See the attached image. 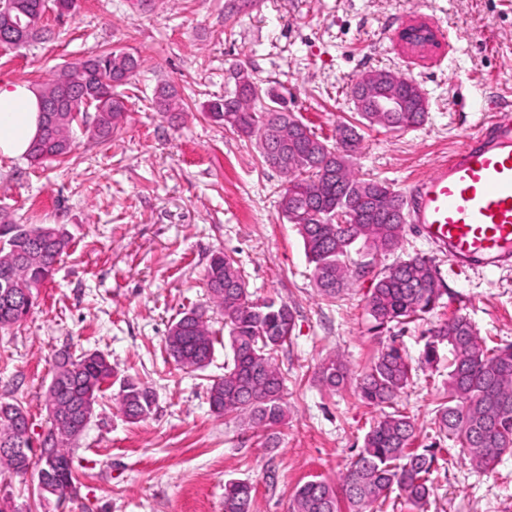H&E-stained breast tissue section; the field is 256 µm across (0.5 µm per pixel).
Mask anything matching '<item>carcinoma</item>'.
<instances>
[{"label": "carcinoma", "mask_w": 512, "mask_h": 512, "mask_svg": "<svg viewBox=\"0 0 512 512\" xmlns=\"http://www.w3.org/2000/svg\"><path fill=\"white\" fill-rule=\"evenodd\" d=\"M58 14L77 8V0H0V45L19 48L47 42L54 33L44 24L50 9ZM138 67L131 53L103 51L64 66L40 90L42 120L27 158L41 165L70 152L71 133L79 119L95 112L91 137L99 142L112 132L126 112L124 98L116 92V80L127 81ZM236 79L248 85L209 101L207 115L216 122L267 144L265 161L286 178L280 208L303 241L313 266L317 292L326 299L341 295L350 279L371 271V262L356 260L372 253H393L403 239L405 222L402 195L388 184L360 176L352 168L359 149L358 127L336 126V146L329 147L273 89H262L243 67ZM403 101L400 112H386L378 119L360 112L362 124L389 130L421 126L428 116L414 99L416 83L390 73ZM276 105L277 123L269 120V105ZM160 112L183 111L178 91L163 85L156 92ZM70 237L61 225L0 224V294L17 295V305L0 308V328L10 327L30 315L39 288L52 279L54 267L68 250ZM210 302L224 316L231 360L224 375L213 380L208 394L212 412L236 413L254 429L265 430L288 416L283 401L285 378L274 354L288 341L295 316L286 302L249 298L245 277L234 260L219 252L211 256L205 271ZM447 290L442 288L436 266L423 256L399 258L382 268L366 300L372 328L418 320L431 313ZM216 336L205 311L181 313L169 326L165 339L169 356L184 367L202 369L212 360ZM448 352V400L436 411L435 425L458 447V456L475 467L490 471L500 456L512 451V345L488 347L462 314L428 329L424 349L417 360L392 343L382 348L360 375L358 394L370 405L388 412L370 425L362 447L336 484L313 479L299 486L292 512H340L346 500L350 512H381L389 495L397 490L417 512H424L433 493V473L439 448H414V419L394 410L395 400L412 383L413 372L435 369ZM349 370L339 355L329 356L319 368V381L330 389L344 386ZM116 376L108 357L99 351L66 353L56 361L44 394L70 406H97L106 386ZM156 404L152 387L121 379L118 409L130 422L150 417ZM21 402L0 403V475L24 474L27 469H48L60 495L76 489L72 448L87 424L77 419L52 418L50 429L33 450L31 436L17 427L27 419ZM253 484L230 480L224 485V512H251Z\"/></svg>", "instance_id": "1"}]
</instances>
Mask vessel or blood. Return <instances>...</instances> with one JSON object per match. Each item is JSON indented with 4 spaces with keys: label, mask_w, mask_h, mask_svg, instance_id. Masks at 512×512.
Masks as SVG:
<instances>
[{
    "label": "vessel or blood",
    "mask_w": 512,
    "mask_h": 512,
    "mask_svg": "<svg viewBox=\"0 0 512 512\" xmlns=\"http://www.w3.org/2000/svg\"><path fill=\"white\" fill-rule=\"evenodd\" d=\"M402 197L406 223L447 256L449 273L512 266V119L481 122Z\"/></svg>",
    "instance_id": "vessel-or-blood-1"
}]
</instances>
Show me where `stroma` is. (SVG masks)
Instances as JSON below:
<instances>
[{"label":"stroma","instance_id":"35a3bbf8","mask_svg":"<svg viewBox=\"0 0 512 512\" xmlns=\"http://www.w3.org/2000/svg\"><path fill=\"white\" fill-rule=\"evenodd\" d=\"M58 39L0 47V81L37 87L66 63L126 50L141 64L121 91L127 112L111 140L75 127L66 157L41 166L0 156V219L60 224L70 246L19 326L0 328V401H21L33 438L49 428L44 391L59 352L100 351L118 376L148 383L153 414L139 423L118 411L107 389L73 450L79 494L40 500L34 475L0 477V498L29 512H224L227 481L253 483L251 512H291L304 482L337 481L380 416L353 384L390 342L411 356L423 333L465 315L487 345L512 344V271L449 275L446 257L413 229L397 254L375 269L421 255L446 289L425 320L372 332L365 313L373 272L338 298L319 296L301 237L280 209L285 178L265 162L258 136L210 119L205 105L234 88L242 65L261 86L288 88L289 108L327 144L338 122L355 120L347 90L363 73L386 69L424 91L428 118L408 130L362 128L354 168L394 189L445 160L487 111L512 117V0H79L48 12ZM424 24L436 48L405 46L399 33ZM174 85L182 113L157 112L155 92ZM237 261L252 298L273 297L295 311L291 336L276 353L285 376L287 419L257 431L237 414L209 409L207 389L230 355L221 317L219 342L202 370L168 357L170 322L207 306L205 268L215 252ZM341 354L352 381L331 391L321 362ZM448 398V370L418 372L398 400L417 423L415 447L451 448L434 426ZM512 505V454L482 471L441 462L428 512H502Z\"/></svg>","mask_w":512,"mask_h":512}]
</instances>
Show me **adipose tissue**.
<instances>
[{"mask_svg": "<svg viewBox=\"0 0 512 512\" xmlns=\"http://www.w3.org/2000/svg\"><path fill=\"white\" fill-rule=\"evenodd\" d=\"M40 120V100L27 84L0 82V156H26Z\"/></svg>", "mask_w": 512, "mask_h": 512, "instance_id": "1", "label": "adipose tissue"}]
</instances>
